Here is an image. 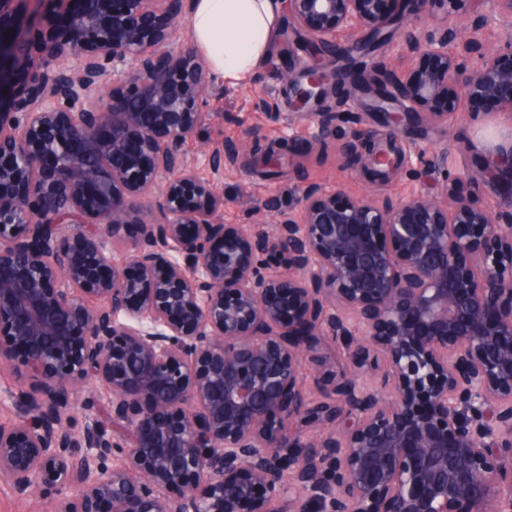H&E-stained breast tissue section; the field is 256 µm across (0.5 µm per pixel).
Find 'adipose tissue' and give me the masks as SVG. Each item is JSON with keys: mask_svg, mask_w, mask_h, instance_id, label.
<instances>
[{"mask_svg": "<svg viewBox=\"0 0 512 512\" xmlns=\"http://www.w3.org/2000/svg\"><path fill=\"white\" fill-rule=\"evenodd\" d=\"M280 17V0H193L190 34L215 71L242 81L265 60Z\"/></svg>", "mask_w": 512, "mask_h": 512, "instance_id": "1", "label": "adipose tissue"}]
</instances>
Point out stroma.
I'll use <instances>...</instances> for the list:
<instances>
[{
	"instance_id": "obj_1",
	"label": "stroma",
	"mask_w": 512,
	"mask_h": 512,
	"mask_svg": "<svg viewBox=\"0 0 512 512\" xmlns=\"http://www.w3.org/2000/svg\"><path fill=\"white\" fill-rule=\"evenodd\" d=\"M303 55L300 48L290 57L280 46H273L252 78L245 82H230L227 95L208 96L207 108L213 117L182 148L185 156L195 162L202 179L212 177L206 159L209 148L238 145L242 129L251 125L261 127L266 141H288L289 151L296 159L295 166L283 169L273 178L255 171L247 153H239L237 159L225 161L221 181L224 209L219 214L220 221L242 225L262 222V215L251 209L250 202L270 196L275 197L280 209L295 207L296 200L289 188L302 178L330 189H340L349 196L372 194L395 200L413 184L429 193H439L442 179L433 167L407 166L401 171L385 174L364 159L349 168L344 166L335 147L323 149L313 145V130L306 115L288 104L284 80L293 58ZM262 97L270 102L269 111L259 110L257 101ZM27 383L28 376L21 364L0 367V424L8 426L19 419L21 409L14 397L26 388Z\"/></svg>"
}]
</instances>
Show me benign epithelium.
<instances>
[{
    "instance_id": "obj_1",
    "label": "benign epithelium",
    "mask_w": 512,
    "mask_h": 512,
    "mask_svg": "<svg viewBox=\"0 0 512 512\" xmlns=\"http://www.w3.org/2000/svg\"><path fill=\"white\" fill-rule=\"evenodd\" d=\"M26 2L0 0V364L31 379L0 479L54 490L57 512H512V134L480 167L415 145L445 169L437 195L298 181L297 209L255 203L275 231L222 224L224 193L182 152L214 86L175 37L191 0H57L22 34ZM281 2L323 52L403 18L391 57L416 63L377 74L403 102L387 139L460 111L512 129V0ZM334 84L331 64L287 74L315 143L348 161L362 143L324 112ZM231 153L208 154L213 175Z\"/></svg>"
}]
</instances>
